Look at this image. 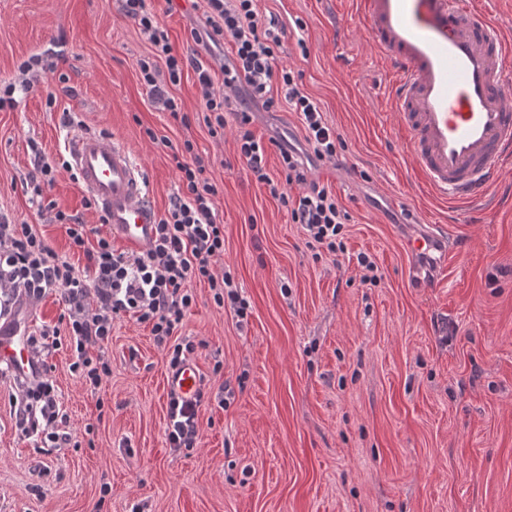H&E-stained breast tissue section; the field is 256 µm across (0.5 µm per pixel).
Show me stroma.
I'll use <instances>...</instances> for the list:
<instances>
[{
	"label": "stroma",
	"mask_w": 512,
	"mask_h": 512,
	"mask_svg": "<svg viewBox=\"0 0 512 512\" xmlns=\"http://www.w3.org/2000/svg\"><path fill=\"white\" fill-rule=\"evenodd\" d=\"M147 3L189 59L172 89L185 125L143 85L137 61L150 46L121 0H0V82L35 54L55 66L0 111V212L86 266L52 218L60 209L97 228L101 213L63 170L32 197L34 150L64 155L70 122H82L124 145L162 212L178 171L144 130L191 140L218 189L220 263L248 315L195 284L180 334L199 344L192 361L206 396L190 450L165 439L167 351L134 318L112 324V374L99 393L71 373L69 349L45 358L72 428L93 447L23 439L8 404L14 376L1 373L0 512H512V165L489 198L449 212L403 150L355 0H259L285 25L286 65L341 137L338 164L315 163L312 176L349 215L344 249L309 247L287 209L247 178L234 116L223 137L208 131L196 68H218L224 50L191 40L203 9ZM251 128L267 144L269 175L282 179L281 147L304 145L297 114L259 112ZM428 225L447 247L432 264L405 246ZM11 310L35 336L64 304L50 292Z\"/></svg>",
	"instance_id": "1"
}]
</instances>
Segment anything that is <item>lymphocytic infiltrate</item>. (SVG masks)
I'll list each match as a JSON object with an SVG mask.
<instances>
[{"instance_id": "f902f5d3", "label": "lymphocytic infiltrate", "mask_w": 512, "mask_h": 512, "mask_svg": "<svg viewBox=\"0 0 512 512\" xmlns=\"http://www.w3.org/2000/svg\"><path fill=\"white\" fill-rule=\"evenodd\" d=\"M205 2V22L191 28V37L195 43L229 50L222 68L223 86L215 85L210 70H197L210 134H223L224 115L233 113L238 122V159L247 175L268 187L313 242L332 253L342 249L339 236L345 215L332 192L312 179L309 167L313 159L336 162L339 137L294 71L281 63L287 53L284 24L275 14L261 13L258 0ZM124 12L151 46L150 54L137 62L142 82L173 120L186 121L170 92L181 80L184 57L174 53L168 31L146 0H124ZM282 108L297 113L305 130L306 148L301 154L281 150L285 179L278 182L267 174L266 147L250 126L254 110ZM171 156L180 186L158 219L154 242L144 252H116L110 234L100 229L88 233L73 216L57 211L54 219L64 226L70 250L87 256V270L81 274L60 258L32 225L0 219V302L6 304L20 296L34 300L46 291H61L65 310L56 326L32 337V351L39 358L49 349L68 344L74 354L70 370L90 389H99L111 374L102 349L112 338L116 318L129 314L150 325L157 343L169 344V366L175 369L189 362L196 350L193 341L176 338L196 303L191 288L194 281L209 284L217 306L228 304L237 316L246 314L245 301L230 290L227 274L216 268L224 254V227L218 224L214 207L218 189L207 177L204 161L191 140L173 147ZM293 185L301 187V194H290ZM10 403L23 438L39 439L45 448L79 447L47 374L19 380ZM199 407V402L170 396L165 437L171 447H195Z\"/></svg>"}]
</instances>
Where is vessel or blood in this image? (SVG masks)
I'll return each mask as SVG.
<instances>
[{
    "instance_id": "b4317fda",
    "label": "vessel or blood",
    "mask_w": 512,
    "mask_h": 512,
    "mask_svg": "<svg viewBox=\"0 0 512 512\" xmlns=\"http://www.w3.org/2000/svg\"><path fill=\"white\" fill-rule=\"evenodd\" d=\"M372 47L392 78L393 110L405 151L431 193L457 205L489 197L512 160V40L474 0H357ZM77 183L106 219L113 239L145 250L158 213L143 175L119 142L76 130L67 142ZM0 362L21 378L36 361L22 326L0 324ZM169 390L194 399L200 375L188 363L165 377Z\"/></svg>"
}]
</instances>
